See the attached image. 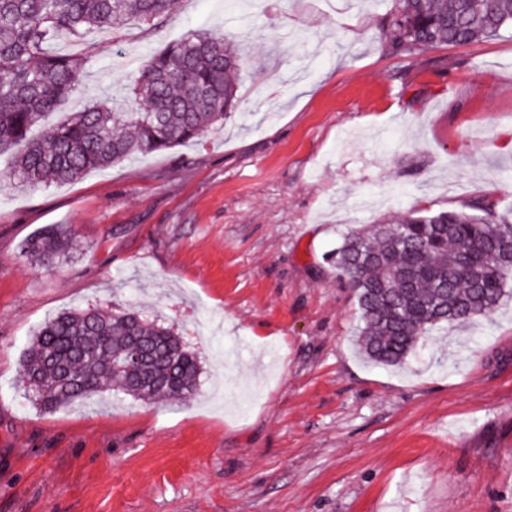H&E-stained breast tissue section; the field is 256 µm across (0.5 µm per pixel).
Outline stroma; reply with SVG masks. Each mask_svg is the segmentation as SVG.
Wrapping results in <instances>:
<instances>
[{"mask_svg": "<svg viewBox=\"0 0 512 512\" xmlns=\"http://www.w3.org/2000/svg\"><path fill=\"white\" fill-rule=\"evenodd\" d=\"M392 0H177L87 34L58 113L132 109L153 53L237 44L238 103L201 141L67 184L0 188V512H512V279L496 313L367 361L344 234L475 198L512 219V29L393 53ZM70 228L49 267L27 239ZM143 312L200 361L190 398L52 411L19 360L59 312Z\"/></svg>", "mask_w": 512, "mask_h": 512, "instance_id": "obj_1", "label": "stroma"}]
</instances>
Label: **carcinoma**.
<instances>
[{
  "instance_id": "obj_1",
  "label": "carcinoma",
  "mask_w": 512,
  "mask_h": 512,
  "mask_svg": "<svg viewBox=\"0 0 512 512\" xmlns=\"http://www.w3.org/2000/svg\"><path fill=\"white\" fill-rule=\"evenodd\" d=\"M175 0H0V154L12 152L8 178L18 187L71 183L136 155L201 138L237 103L240 48L223 37L191 33L154 54L134 82L139 111L105 103L65 116L37 140L30 130L75 89L93 50L94 29L127 21L160 22ZM512 27V0H396L389 17L395 53L409 57L438 46H465ZM81 42L79 55L55 49ZM512 222L484 199L469 211L402 219L347 232L331 257L338 279L360 310L359 348L371 362L396 366L433 328L489 318L512 274ZM74 250L66 227H48L25 253L43 266ZM131 336L156 342L159 353L130 370L112 368ZM174 360L163 357L166 348ZM199 361L173 330L138 313L98 308L63 311L33 336L20 381L35 405L54 410L116 390L143 402L195 394Z\"/></svg>"
}]
</instances>
